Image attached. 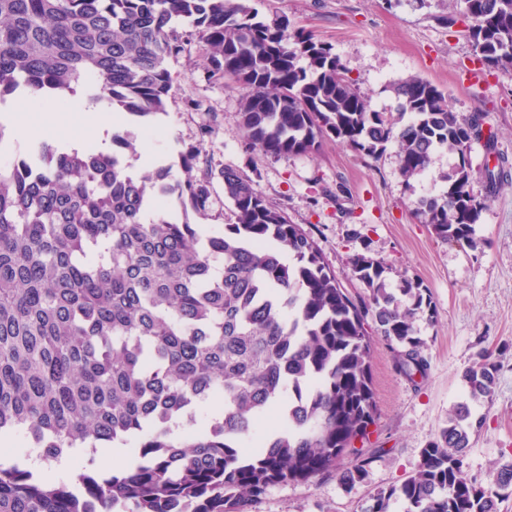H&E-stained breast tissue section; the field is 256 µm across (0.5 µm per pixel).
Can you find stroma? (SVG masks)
Wrapping results in <instances>:
<instances>
[{
	"label": "stroma",
	"instance_id": "1",
	"mask_svg": "<svg viewBox=\"0 0 512 512\" xmlns=\"http://www.w3.org/2000/svg\"><path fill=\"white\" fill-rule=\"evenodd\" d=\"M250 4L260 16L286 20L290 28L331 45L377 111H396L393 86L419 76L447 93L455 112L483 117L492 137L472 143L471 174L480 185L486 170H493L497 189L476 225L482 243L470 249L438 239L416 216L419 198L442 187L438 175L453 164L447 153H437L424 175L407 182L393 142L376 160L331 139L306 155L270 157L248 150L240 128V90L212 78L205 50L188 24L177 23L182 50L168 62L173 82L166 110L136 125V142L174 168L190 146L204 143L214 177L201 229L220 231L230 222L220 173L234 169L302 227L352 298L366 294L350 265L354 255L363 254L386 264L391 284L404 277L420 280L435 309L433 322L420 325L424 372L406 375L386 342L373 340L378 412L363 445L373 458L364 479L349 490L332 475L275 485L254 498L247 512H361L375 492L416 471L422 449L465 394L463 373L485 350L499 371L491 402L478 409L483 421L471 438L465 469L487 484L500 464L512 461V70L480 67L471 45L446 25V0Z\"/></svg>",
	"mask_w": 512,
	"mask_h": 512
}]
</instances>
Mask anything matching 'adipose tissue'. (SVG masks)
<instances>
[{
    "label": "adipose tissue",
    "mask_w": 512,
    "mask_h": 512,
    "mask_svg": "<svg viewBox=\"0 0 512 512\" xmlns=\"http://www.w3.org/2000/svg\"><path fill=\"white\" fill-rule=\"evenodd\" d=\"M0 118L11 124L21 138H65L72 147L78 148L90 142L103 151L111 147L109 130L125 122L122 113H104L91 107L75 108L63 126L32 119L24 112H7Z\"/></svg>",
    "instance_id": "1"
}]
</instances>
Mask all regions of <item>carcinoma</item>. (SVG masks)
Segmentation results:
<instances>
[{
	"label": "carcinoma",
	"instance_id": "cac0c4a2",
	"mask_svg": "<svg viewBox=\"0 0 512 512\" xmlns=\"http://www.w3.org/2000/svg\"><path fill=\"white\" fill-rule=\"evenodd\" d=\"M448 26L489 70L512 69V0H451ZM194 31L213 75L244 90L240 126L264 155L316 152L328 138L369 158L398 147L409 182L444 149L458 158L441 194L417 215L437 238L476 247L475 224L496 185L471 177L468 150L481 118H463L448 96L411 76L394 88L397 115L379 112L331 48L281 19L262 20L248 0H0V105L29 93L64 109L78 92L145 118L165 111L168 61L181 50L173 21ZM409 121H404L405 115ZM204 142L179 171L136 175L135 137L112 134V151H60L42 141L0 163V512H244L275 484L334 474L361 482L377 404L371 347L377 335L404 372L424 367L417 321L434 318L428 289L386 265L351 260L367 290L352 300L314 241L253 182L226 169L234 221L204 235ZM492 354L463 376L465 399L421 452L417 471L370 496L361 512H498L512 496V462L483 487L464 471L490 402ZM224 403L208 415L209 402ZM277 424L248 439L271 407ZM119 443L138 458L125 473L92 469ZM59 465L80 455L77 481L37 472L24 448Z\"/></svg>",
	"mask_w": 512,
	"mask_h": 512
}]
</instances>
